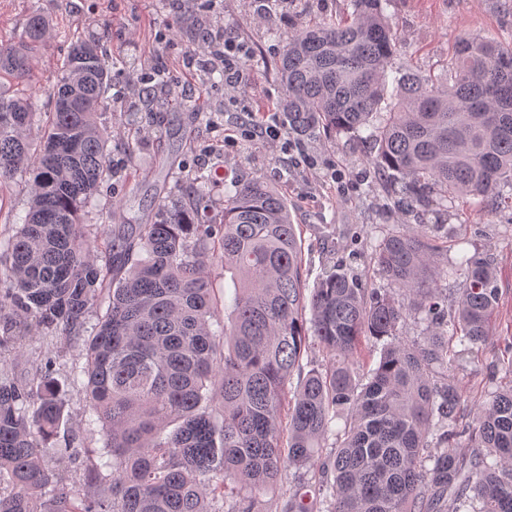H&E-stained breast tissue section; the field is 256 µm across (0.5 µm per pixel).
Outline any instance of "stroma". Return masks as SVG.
<instances>
[{
    "label": "stroma",
    "mask_w": 512,
    "mask_h": 512,
    "mask_svg": "<svg viewBox=\"0 0 512 512\" xmlns=\"http://www.w3.org/2000/svg\"><path fill=\"white\" fill-rule=\"evenodd\" d=\"M347 0H298L263 26L253 24L249 0H0V38L20 34L32 9L50 21L46 42L37 54L34 73L25 84L0 81V92L22 93L36 111H49L43 88L53 78L74 33L105 38L110 55L136 60L144 71L161 70L180 77L186 93L180 108L148 114L145 101L127 97L108 103L97 119L112 131L108 147L115 174L110 197H97L85 209L96 220L100 205L114 199L130 223L159 204H183L188 175L209 179L216 202L236 181L264 178L288 199L298 224L309 279L339 265L362 276L371 287L389 288L373 254L378 242L398 228L389 179L374 172L376 151L355 137H300L283 132L277 148L259 138L246 140L240 131L251 113L275 111L281 89L274 61L282 49L280 36L306 23L335 19ZM397 37L394 64L421 73H442L455 42L479 36L512 47V0H383ZM219 16L225 32L246 42L254 57L250 84L236 98L224 95L222 83L211 81L200 64L202 20ZM108 30H101V23ZM237 137L228 145L226 136ZM484 212L470 202L455 201L427 215L436 242L450 259L479 250L493 257L498 269L499 309L492 332L479 356L462 354L453 374L463 391L462 420L474 423L490 392L506 384L493 366L506 356L512 338V208L486 200ZM28 210L26 176H16L0 195V240L11 238ZM55 361L53 376L66 393L71 418L62 435L79 442L75 460L59 465L64 483L84 488L87 467L98 462L106 444L101 423L90 422L82 386L71 382L73 367L83 366L81 344L62 336L35 333L18 349L0 352V369L33 378L45 357Z\"/></svg>",
    "instance_id": "35a3bbf8"
}]
</instances>
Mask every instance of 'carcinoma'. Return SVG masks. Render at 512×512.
Returning <instances> with one entry per match:
<instances>
[{
    "mask_svg": "<svg viewBox=\"0 0 512 512\" xmlns=\"http://www.w3.org/2000/svg\"><path fill=\"white\" fill-rule=\"evenodd\" d=\"M349 2L348 17L285 36L275 74L288 129L358 137L373 128L372 164L397 185L403 213L439 211L455 197L512 201V49L462 39L448 77L397 69L391 79L382 0ZM48 32L31 12L18 39L0 42V72L30 79ZM111 82L100 41L74 35L47 88L54 110L39 140L29 137L31 106L0 94V191L30 176L25 224L0 246V351L23 330L83 340L86 406L110 456L87 472L109 495L67 489L44 464L70 417L52 361L29 380L0 373V481L9 484L0 512H218L219 501L225 512H268L263 497L283 468L319 459V501L299 481L288 512H512V385L489 394L475 424L462 423L448 348L476 354L490 335L500 301L491 258L476 251L442 271L428 225L405 224L375 255L407 301L340 266L310 288L288 200L260 178L233 184L219 223L199 176L180 209L116 224L109 237L80 212L112 176V133L97 122ZM211 265L235 283L217 331ZM440 271L464 277L451 326ZM413 314L426 323L420 342L400 337ZM364 337L383 346L362 380L354 357ZM315 345L329 363L286 399ZM434 432L443 447H430Z\"/></svg>",
    "mask_w": 512,
    "mask_h": 512,
    "instance_id": "obj_1",
    "label": "carcinoma"
}]
</instances>
